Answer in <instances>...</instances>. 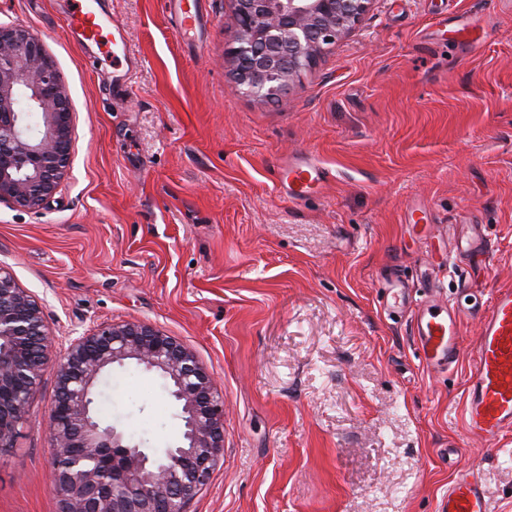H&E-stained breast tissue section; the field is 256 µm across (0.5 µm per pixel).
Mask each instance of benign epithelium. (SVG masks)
Listing matches in <instances>:
<instances>
[{"mask_svg": "<svg viewBox=\"0 0 512 512\" xmlns=\"http://www.w3.org/2000/svg\"><path fill=\"white\" fill-rule=\"evenodd\" d=\"M235 90L271 99L322 50L353 32L375 0H233ZM74 113L64 83L29 28L0 25V203L37 211L68 166ZM38 303L0 267V450L13 447L51 361ZM134 365L165 382L179 409L177 443L157 455L102 423L106 374ZM47 427L61 512H184L224 447V397L195 356L144 322L110 323L75 338L56 360Z\"/></svg>", "mask_w": 512, "mask_h": 512, "instance_id": "benign-epithelium-1", "label": "benign epithelium"}]
</instances>
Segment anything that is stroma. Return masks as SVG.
Wrapping results in <instances>:
<instances>
[{"instance_id":"1","label":"stroma","mask_w":512,"mask_h":512,"mask_svg":"<svg viewBox=\"0 0 512 512\" xmlns=\"http://www.w3.org/2000/svg\"><path fill=\"white\" fill-rule=\"evenodd\" d=\"M135 50L127 94L84 67L64 0H0V24L34 30L67 88L72 154L36 212L0 203V267L40 305L54 355L107 323L152 324L184 344L224 396V450L185 512H437L455 470L483 474L512 512V434L470 435L463 407L480 324L460 366L418 361L410 316L388 314L385 268L411 299L431 272L512 288V0H374L275 98L234 91L231 0H200L194 39L164 0H97ZM477 27L469 53L442 20ZM330 171L300 204L277 169ZM485 259L453 258L466 225ZM106 423L146 452L182 422L157 376L114 370ZM47 366L29 420L0 454V512H61L45 421Z\"/></svg>"}]
</instances>
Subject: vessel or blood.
Listing matches in <instances>:
<instances>
[{
  "label": "vessel or blood",
  "mask_w": 512,
  "mask_h": 512,
  "mask_svg": "<svg viewBox=\"0 0 512 512\" xmlns=\"http://www.w3.org/2000/svg\"><path fill=\"white\" fill-rule=\"evenodd\" d=\"M176 28L181 36L193 34L199 20L197 0H174ZM69 28L89 44H99L106 22L88 0H71ZM449 40L479 49L481 40L465 22L447 27ZM136 57L122 34H115L112 63L119 72L115 84L127 91V74ZM329 171L319 162L294 160L279 166L278 181L289 202L300 203L319 192ZM486 235L475 233L455 247L456 257L474 260L489 252ZM480 322V335L472 353L465 421L472 435L494 441L512 433V289H498L488 306L465 310L445 305L426 296L418 309L414 341L421 360L429 368H455L461 351V327L465 318ZM440 512H490L485 486L471 471H457L448 484Z\"/></svg>",
  "instance_id": "1"
}]
</instances>
